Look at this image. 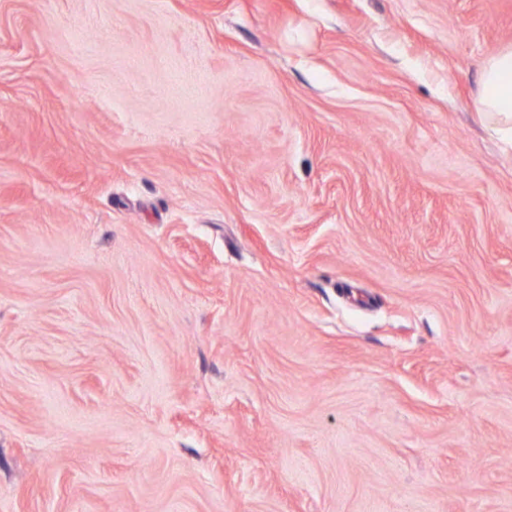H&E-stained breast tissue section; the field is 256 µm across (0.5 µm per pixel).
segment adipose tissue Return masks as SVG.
I'll return each instance as SVG.
<instances>
[{"label":"adipose tissue","mask_w":512,"mask_h":512,"mask_svg":"<svg viewBox=\"0 0 512 512\" xmlns=\"http://www.w3.org/2000/svg\"><path fill=\"white\" fill-rule=\"evenodd\" d=\"M475 106L495 133L512 137V48L493 55L483 66Z\"/></svg>","instance_id":"1"}]
</instances>
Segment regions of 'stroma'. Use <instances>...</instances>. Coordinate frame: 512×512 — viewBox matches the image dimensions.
<instances>
[{
    "label": "stroma",
    "mask_w": 512,
    "mask_h": 512,
    "mask_svg": "<svg viewBox=\"0 0 512 512\" xmlns=\"http://www.w3.org/2000/svg\"><path fill=\"white\" fill-rule=\"evenodd\" d=\"M512 0H0V512H512ZM476 111L490 128L512 141V48L490 57L479 75Z\"/></svg>",
    "instance_id": "1"
}]
</instances>
